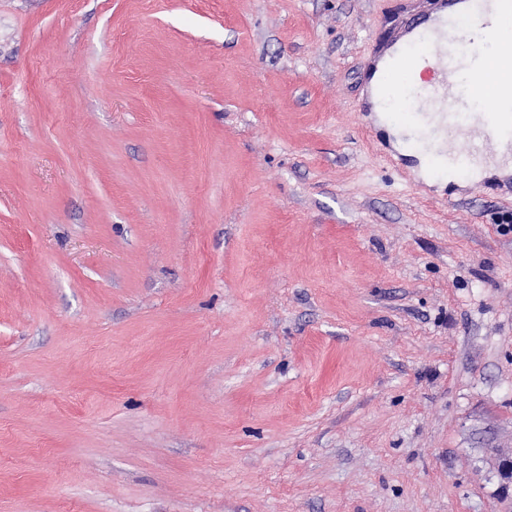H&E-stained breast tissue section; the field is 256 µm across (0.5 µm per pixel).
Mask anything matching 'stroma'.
Returning <instances> with one entry per match:
<instances>
[{"mask_svg":"<svg viewBox=\"0 0 512 512\" xmlns=\"http://www.w3.org/2000/svg\"><path fill=\"white\" fill-rule=\"evenodd\" d=\"M434 0H0V512H512V198L363 116Z\"/></svg>","mask_w":512,"mask_h":512,"instance_id":"stroma-1","label":"stroma"}]
</instances>
